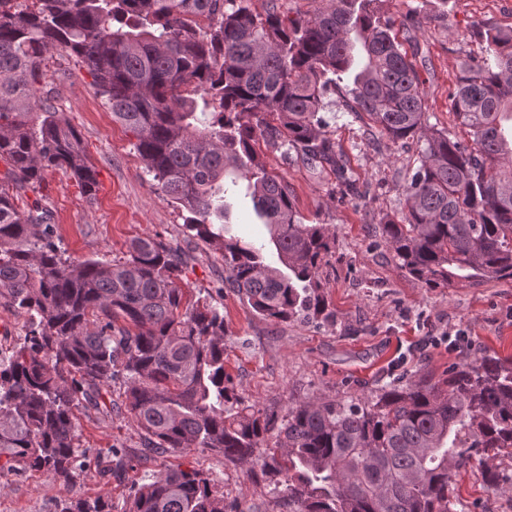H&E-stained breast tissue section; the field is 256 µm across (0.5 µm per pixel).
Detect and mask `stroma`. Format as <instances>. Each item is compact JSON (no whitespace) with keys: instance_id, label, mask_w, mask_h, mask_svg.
<instances>
[{"instance_id":"stroma-1","label":"stroma","mask_w":512,"mask_h":512,"mask_svg":"<svg viewBox=\"0 0 512 512\" xmlns=\"http://www.w3.org/2000/svg\"><path fill=\"white\" fill-rule=\"evenodd\" d=\"M382 9L399 41L417 54L428 125L453 127L448 93L463 63L485 55V43L471 24L512 26V0H457L447 15L429 0H384ZM55 95L98 171L92 201L59 171L48 172L38 190L62 249L75 259L113 260L125 255L132 240L150 237L188 253L179 284L193 301L223 294L224 367L245 403L282 416L304 398L360 395L405 374L436 381L469 355L512 359V280L426 288L393 258L379 222L404 211L401 187L417 166V150L372 135L338 94L328 95L324 117L353 177L372 185L369 205L343 198L334 176L309 170L295 154L263 151L268 170L288 181L305 219L329 225L336 234V250L319 269L330 318L283 325L255 315L236 294L221 292V252L185 234L181 214L156 190L133 137L113 122L87 68L71 67ZM456 334L468 338L463 350L448 347ZM124 390L123 381L113 383L115 411L83 408L74 420L79 443L90 455L125 449L122 477L108 480L91 469L65 484L43 471L8 474L0 477V512H54L59 501L95 497L121 512L133 485L172 467L213 479L236 512H287L271 500L262 476L225 461L222 453L145 448L135 419L121 408ZM454 487L461 512H512V486L485 483L478 463L461 469Z\"/></svg>"}]
</instances>
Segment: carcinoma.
<instances>
[{"instance_id": "carcinoma-1", "label": "carcinoma", "mask_w": 512, "mask_h": 512, "mask_svg": "<svg viewBox=\"0 0 512 512\" xmlns=\"http://www.w3.org/2000/svg\"><path fill=\"white\" fill-rule=\"evenodd\" d=\"M383 0H326L311 17L253 13L245 0H0V303L23 314V341L0 352V477L46 471L68 482L91 465L74 411L125 409L147 447L205 448L261 464L289 512H458L455 471L512 484V359L468 358L448 378L402 379L365 399L307 397L280 418L244 403L224 372V306L184 305V260L153 238L118 260L71 259L42 199L59 170L88 200L96 166L53 103L84 64L112 120L186 233L224 256V287L272 323L327 317L319 269L336 250L307 224L288 182L257 147L295 152L366 205L320 115L329 88L402 148L419 145L406 211L380 225L400 267L429 288L512 279V29L478 22L486 56L448 93L455 127L430 129L421 81ZM244 194L269 242L226 236L224 198ZM122 320L117 328L114 322ZM56 512H112L97 498ZM124 512H234L197 471L167 469Z\"/></svg>"}]
</instances>
